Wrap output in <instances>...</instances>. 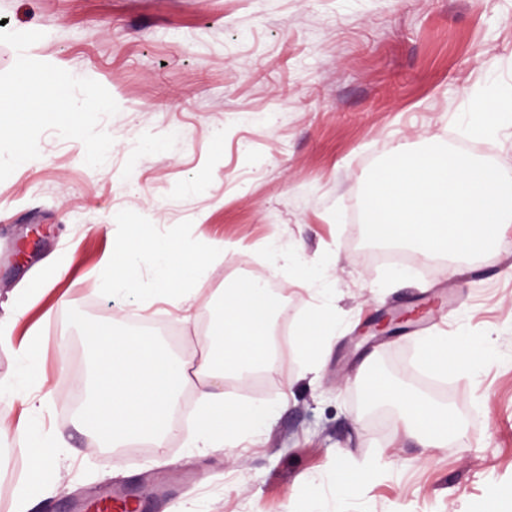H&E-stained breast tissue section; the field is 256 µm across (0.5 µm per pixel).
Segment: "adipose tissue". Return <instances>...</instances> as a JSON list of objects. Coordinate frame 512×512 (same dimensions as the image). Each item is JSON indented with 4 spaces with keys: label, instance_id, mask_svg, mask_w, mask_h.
Listing matches in <instances>:
<instances>
[{
    "label": "adipose tissue",
    "instance_id": "1",
    "mask_svg": "<svg viewBox=\"0 0 512 512\" xmlns=\"http://www.w3.org/2000/svg\"><path fill=\"white\" fill-rule=\"evenodd\" d=\"M512 124V85L497 88L490 107H476L461 113L459 132L470 140L492 139L505 124ZM224 243H206L157 237L145 225L129 220L106 255L108 275L105 293L133 297L141 309L163 302L174 310L173 318H192L193 284L204 268L223 257ZM288 260L300 271L302 282L319 299L312 315L297 330L296 359L302 372L315 371L325 339L336 332L335 295L327 277L306 265L296 249ZM267 291L257 283L243 280L225 290L215 316L212 339L201 349L174 355L162 348L158 338L143 331L115 335L111 327L94 325L87 329L84 345L89 354L86 384L89 393L80 410L82 425L97 432L113 447L147 441L164 447L168 437L180 428L172 414L178 382L195 378L198 394L193 417L195 448H233L248 436L257 435L272 411L231 403L213 389L214 381L232 375L245 377L268 366L271 357ZM466 352L458 360V371L468 372L493 360L494 351L482 338L466 333L437 336L421 344L418 360L431 376L448 375V357L458 347ZM373 401H399L406 412V426L437 447L460 441L463 432L447 409L433 400L404 394L388 382L376 384ZM334 485L335 512H358L360 487L350 469L321 476L308 484L311 495H320Z\"/></svg>",
    "mask_w": 512,
    "mask_h": 512
}]
</instances>
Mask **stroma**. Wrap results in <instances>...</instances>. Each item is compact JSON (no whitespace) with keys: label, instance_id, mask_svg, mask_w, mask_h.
Here are the masks:
<instances>
[{"label":"stroma","instance_id":"35a3bbf8","mask_svg":"<svg viewBox=\"0 0 512 512\" xmlns=\"http://www.w3.org/2000/svg\"><path fill=\"white\" fill-rule=\"evenodd\" d=\"M0 20L19 32L66 29L68 39L33 44L32 58L99 82L119 106L100 123L116 142L103 166L48 131L39 158L0 182V303L54 278L17 305L13 342L0 345L7 380L20 369L15 343L44 340L46 403L0 400V457L44 456L56 473L30 512H94L115 489L132 490L140 512H326L307 485L343 464L368 470L362 512H512V232L456 275L436 258L394 277L378 260L384 247L345 218L376 160L449 143L460 113L512 84V0H0ZM143 138L148 149L126 150ZM129 216L157 236L232 244L198 281L191 322H169L176 348L204 344L239 266L283 289L285 312L272 320L289 330L274 339V368L259 373L260 397L230 376L219 384L240 404L276 405L258 443L195 450L179 432L160 453L107 448L77 428L69 399L84 374L74 347L83 328L152 333L164 314L157 305L130 322L133 300L100 291L113 230ZM273 242L333 280L338 330L315 375L294 357L313 300ZM396 313L403 322L378 329ZM461 316L499 354L477 377L450 374L444 404L465 439L427 448L405 433L401 405L366 398L380 374L413 389L403 360L455 333ZM29 424L55 447H21ZM162 484L171 499H160Z\"/></svg>","mask_w":512,"mask_h":512}]
</instances>
